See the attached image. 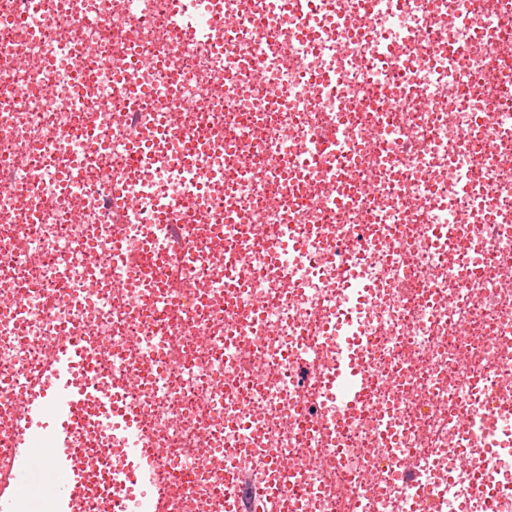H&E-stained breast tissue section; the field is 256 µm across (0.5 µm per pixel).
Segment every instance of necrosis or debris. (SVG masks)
I'll use <instances>...</instances> for the list:
<instances>
[{
    "instance_id": "obj_1",
    "label": "necrosis or debris",
    "mask_w": 512,
    "mask_h": 512,
    "mask_svg": "<svg viewBox=\"0 0 512 512\" xmlns=\"http://www.w3.org/2000/svg\"><path fill=\"white\" fill-rule=\"evenodd\" d=\"M2 296L0 472L104 364L74 512H512V0H0ZM125 444L127 446L124 448L126 462L129 459L134 464L135 477L139 480L155 481L157 479L156 468L143 434L130 430L125 437Z\"/></svg>"
}]
</instances>
